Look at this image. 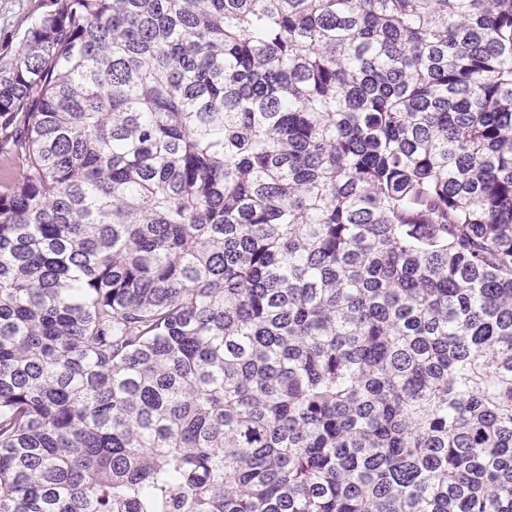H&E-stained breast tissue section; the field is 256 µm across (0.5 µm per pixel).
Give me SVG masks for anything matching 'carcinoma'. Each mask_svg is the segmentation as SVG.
Here are the masks:
<instances>
[{
	"label": "carcinoma",
	"mask_w": 512,
	"mask_h": 512,
	"mask_svg": "<svg viewBox=\"0 0 512 512\" xmlns=\"http://www.w3.org/2000/svg\"><path fill=\"white\" fill-rule=\"evenodd\" d=\"M0 512H512V0H50Z\"/></svg>",
	"instance_id": "carcinoma-1"
}]
</instances>
